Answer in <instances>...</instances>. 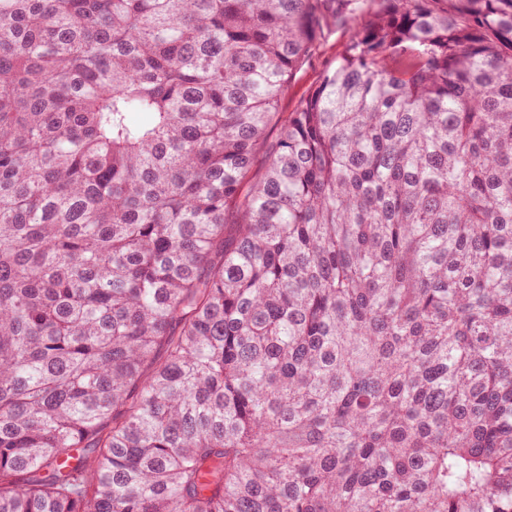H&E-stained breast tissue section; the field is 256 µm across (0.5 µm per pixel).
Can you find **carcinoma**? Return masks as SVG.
Masks as SVG:
<instances>
[{"label":"carcinoma","instance_id":"1","mask_svg":"<svg viewBox=\"0 0 512 512\" xmlns=\"http://www.w3.org/2000/svg\"><path fill=\"white\" fill-rule=\"evenodd\" d=\"M0 512H512V0H0ZM351 30L337 28L326 41L322 42L315 54L296 73L288 94L281 100V112H293L322 79L325 71L336 64L349 42Z\"/></svg>","mask_w":512,"mask_h":512}]
</instances>
